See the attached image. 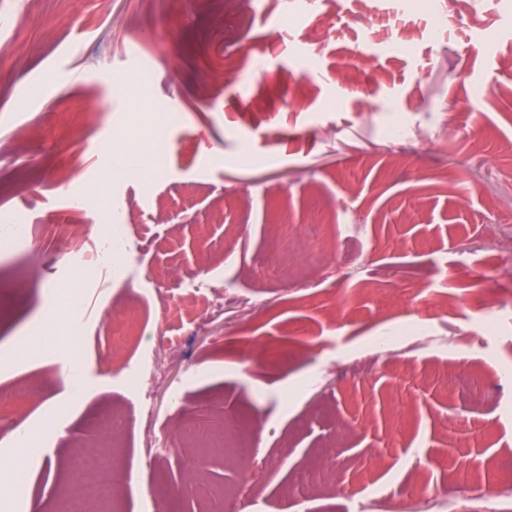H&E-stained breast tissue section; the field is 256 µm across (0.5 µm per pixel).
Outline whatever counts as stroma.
Segmentation results:
<instances>
[{
	"instance_id": "stroma-1",
	"label": "stroma",
	"mask_w": 512,
	"mask_h": 512,
	"mask_svg": "<svg viewBox=\"0 0 512 512\" xmlns=\"http://www.w3.org/2000/svg\"><path fill=\"white\" fill-rule=\"evenodd\" d=\"M317 2L0 0V512H66L92 452L106 512H512V11ZM225 419L247 464L194 430ZM423 5L424 12L430 14L432 19L433 30L437 34H441L447 30L448 19L454 9L457 1H448L447 4H437L434 1H426ZM126 251L128 250L124 239L119 236L112 237L111 232L83 257V267L86 275L89 278L96 277L109 267L112 253L122 254Z\"/></svg>"
}]
</instances>
